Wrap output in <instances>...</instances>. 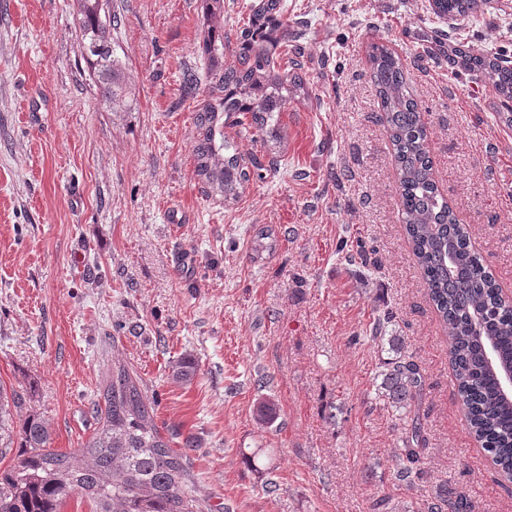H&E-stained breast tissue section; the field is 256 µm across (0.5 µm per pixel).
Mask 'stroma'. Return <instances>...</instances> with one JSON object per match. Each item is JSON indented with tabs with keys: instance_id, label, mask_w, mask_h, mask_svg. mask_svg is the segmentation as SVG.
Masks as SVG:
<instances>
[{
	"instance_id": "1",
	"label": "stroma",
	"mask_w": 512,
	"mask_h": 512,
	"mask_svg": "<svg viewBox=\"0 0 512 512\" xmlns=\"http://www.w3.org/2000/svg\"><path fill=\"white\" fill-rule=\"evenodd\" d=\"M284 4L306 90L281 115L277 154L225 120V136L267 165L228 204L195 174V103L181 97L185 74L204 70L197 0H112L135 93L120 114L95 93L76 0H0V385L30 392L27 410L71 453L124 362L204 512H370L381 496L393 512H426L443 484L470 512H512V483L467 426L400 221L367 54L382 42L401 56L435 180L510 295L512 128L490 88L454 75L438 46L512 61V0L453 23L431 0ZM360 249L371 265L350 261ZM386 309L426 383L411 489L391 477L401 414L378 392L390 352L368 337ZM185 356L198 366L189 382L173 373ZM265 448L261 475L244 456Z\"/></svg>"
}]
</instances>
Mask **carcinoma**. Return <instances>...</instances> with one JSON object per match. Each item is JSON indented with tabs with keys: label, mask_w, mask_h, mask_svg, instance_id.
Segmentation results:
<instances>
[{
	"label": "carcinoma",
	"mask_w": 512,
	"mask_h": 512,
	"mask_svg": "<svg viewBox=\"0 0 512 512\" xmlns=\"http://www.w3.org/2000/svg\"><path fill=\"white\" fill-rule=\"evenodd\" d=\"M75 32L100 104L111 112L130 107L132 83L112 48V0H77ZM483 0H432L439 18L458 20L477 12ZM224 0H199L201 38L196 51L205 60L204 73L184 82L183 96L199 102L194 123L195 173L210 192L224 201L237 200L260 169L257 158L243 164L236 145L224 137V116L240 112L244 133L263 137L275 152L281 146L280 114L304 91L305 77L277 69L276 48L288 42V21L282 0H265L249 14L234 44L218 25ZM371 76L381 121L392 149L401 220L424 286L448 339L455 385L464 416L475 439L490 454L498 472L512 480V396L500 379L512 372V299L472 248L466 225L449 206L433 176L426 127L410 91L409 73L400 56L385 44L368 46ZM448 64L475 74L501 101L512 100V67L494 55L463 44L452 46ZM393 313H383L370 339L387 343L395 358L384 362L380 396L404 411L402 448L394 479L411 486L421 476L425 451L420 408L425 379L405 338L386 335ZM196 363L183 358L175 377L191 381ZM95 403L97 427L76 454L52 448V431L38 415L20 416L25 395L0 387V454L14 453L0 469V512H62L67 499L79 495L90 512H202L186 478L183 456L159 430L152 402L140 379L122 364ZM428 512H468L462 498L437 489Z\"/></svg>",
	"instance_id": "cac0c4a2"
}]
</instances>
